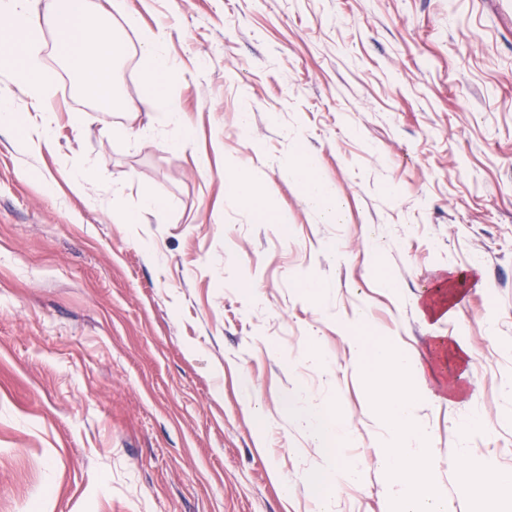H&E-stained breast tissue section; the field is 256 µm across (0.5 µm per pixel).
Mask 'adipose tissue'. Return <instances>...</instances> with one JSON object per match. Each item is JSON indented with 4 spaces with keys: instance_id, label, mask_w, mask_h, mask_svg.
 I'll list each match as a JSON object with an SVG mask.
<instances>
[{
    "instance_id": "1",
    "label": "adipose tissue",
    "mask_w": 512,
    "mask_h": 512,
    "mask_svg": "<svg viewBox=\"0 0 512 512\" xmlns=\"http://www.w3.org/2000/svg\"><path fill=\"white\" fill-rule=\"evenodd\" d=\"M55 26L60 63L79 78L82 94L94 100L102 111L122 107L115 81V67L125 56V44L111 26L93 16L89 0H62L59 7L38 10L36 0H0V27L9 32L0 40V58L9 59L16 47L28 46L42 33L43 26ZM145 75L143 102L165 111L162 140L177 147L187 141L190 129L179 110L170 106L169 84L174 74L166 51V35L159 32L146 40L142 53ZM313 163L302 158L286 167L289 176L304 181L306 206L325 223H342L339 204L330 202V187L312 176ZM366 314H358L350 330L353 350L378 369L397 371L400 381L374 383V401L383 411L389 438L376 452L377 464L386 472L384 494L389 512H448V490L422 468L430 439L419 420L423 403L433 390L425 381V367L411 351L388 341H372L361 336Z\"/></svg>"
}]
</instances>
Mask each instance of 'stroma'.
Listing matches in <instances>:
<instances>
[{
	"mask_svg": "<svg viewBox=\"0 0 512 512\" xmlns=\"http://www.w3.org/2000/svg\"><path fill=\"white\" fill-rule=\"evenodd\" d=\"M92 5L126 45L124 108L79 92L47 30L54 141L31 153L0 127V512H318L326 461L288 411L299 396L345 421L336 457L364 471L335 512H387L385 417L347 339L361 309L433 389L464 368L435 337L471 350L467 395L420 411L425 465L452 512H502L492 487L457 498L448 458L512 476V0ZM161 28L192 130L179 147L140 103ZM299 157L343 223L306 208L282 169ZM85 164L82 196L67 174ZM243 170L251 202L232 191ZM470 271L452 316L424 313L429 286Z\"/></svg>",
	"mask_w": 512,
	"mask_h": 512,
	"instance_id": "stroma-1",
	"label": "stroma"
}]
</instances>
